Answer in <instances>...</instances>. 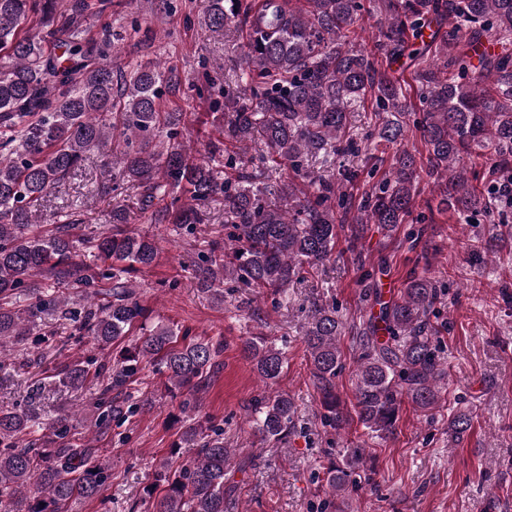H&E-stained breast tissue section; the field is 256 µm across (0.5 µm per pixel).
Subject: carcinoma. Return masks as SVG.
Segmentation results:
<instances>
[{
	"mask_svg": "<svg viewBox=\"0 0 512 512\" xmlns=\"http://www.w3.org/2000/svg\"><path fill=\"white\" fill-rule=\"evenodd\" d=\"M58 0H0V53L12 61L0 72V350L39 334V342L63 351L72 337L89 336L108 359L93 356L61 364L53 378L69 390L100 385L90 408L91 424L106 432L145 408L127 392L143 367L166 377L169 390L201 391L219 368L224 343L191 337L161 321L138 342L124 340L145 324L132 274L158 256L154 236L126 229L131 213H151L154 223L191 231L213 221L211 205L224 203L231 243L213 240L193 264L196 287L224 299V282L286 292L303 273L330 262L339 233L349 239L363 225L389 233L412 213L420 176L440 190L439 205L456 218L497 203L496 184L512 170V0H264L260 11L247 0H202L204 21L223 28L242 16L248 41L234 82L208 84L223 111V137L209 144V157L195 158L178 140L179 112H163L161 102L179 88L173 67L140 66L112 79V40L89 42L80 18L86 0H72L69 12ZM363 13L381 25L377 51L405 58L418 83L415 97L400 79L375 61L360 43L354 25ZM58 33L54 57L45 55V30ZM373 99L383 113L378 138L396 147L382 179L356 206L336 211L350 178L326 174L338 156H357L350 137L353 114ZM427 148L426 161L405 145L404 118ZM112 181L135 194L131 203H112V229L93 239L89 259L78 249V227L69 218L53 231H39V212L65 180L84 167L87 154L115 137ZM259 140L271 160L285 164L313 192L299 196L294 182L258 180L244 160H228L232 172L213 166L235 143ZM486 155L484 185L473 184L464 158ZM438 280L412 276L398 298L384 301L364 292L378 313L359 321L360 350L353 404L345 409L336 379L343 370L339 338L345 322L336 307L315 301L306 314L303 342L314 387L321 395L323 423L335 428L356 416L380 439L396 430L403 400L427 410L446 383L440 328L429 313L441 301ZM66 321L65 335L49 328ZM268 388L252 404V428L262 439L280 441L295 430L296 406L273 389L286 363L272 344L247 338L240 346ZM473 414L460 410L448 430L464 436ZM67 414L43 419L33 405L0 408V512H68L75 500L98 497L107 480L99 449L67 442ZM207 427L183 428L180 443L197 446L196 458L155 470L165 487L150 512H227L224 480L234 453ZM361 456L346 451L325 467L329 499L336 508L356 487L352 474Z\"/></svg>",
	"mask_w": 512,
	"mask_h": 512,
	"instance_id": "obj_1",
	"label": "carcinoma"
}]
</instances>
